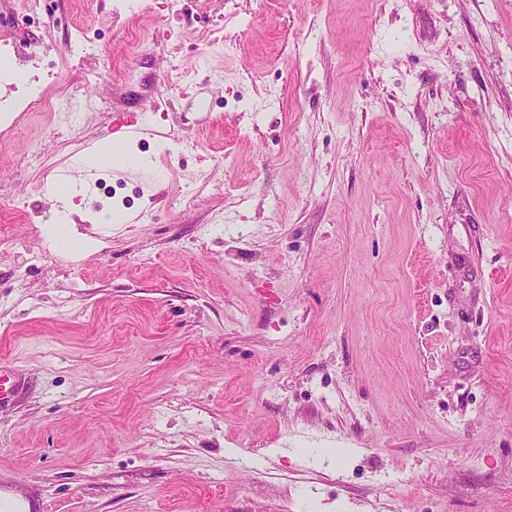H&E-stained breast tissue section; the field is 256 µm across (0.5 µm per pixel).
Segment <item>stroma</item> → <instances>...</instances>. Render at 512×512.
Returning a JSON list of instances; mask_svg holds the SVG:
<instances>
[{
	"label": "stroma",
	"instance_id": "obj_1",
	"mask_svg": "<svg viewBox=\"0 0 512 512\" xmlns=\"http://www.w3.org/2000/svg\"><path fill=\"white\" fill-rule=\"evenodd\" d=\"M52 7L0 0V488L512 512V0ZM117 120L148 169L50 240Z\"/></svg>",
	"mask_w": 512,
	"mask_h": 512
}]
</instances>
